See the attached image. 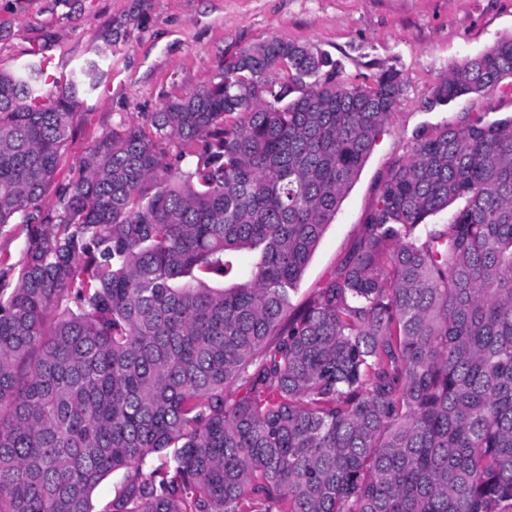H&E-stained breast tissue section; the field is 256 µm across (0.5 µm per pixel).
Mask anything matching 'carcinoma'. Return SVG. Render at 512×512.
Returning <instances> with one entry per match:
<instances>
[{"label":"carcinoma","instance_id":"carcinoma-1","mask_svg":"<svg viewBox=\"0 0 512 512\" xmlns=\"http://www.w3.org/2000/svg\"><path fill=\"white\" fill-rule=\"evenodd\" d=\"M44 73L0 69V226L26 231L0 283V512H512V116L416 131L296 304L400 71L354 84L267 39L65 184L96 68ZM506 78L512 35L425 108Z\"/></svg>","mask_w":512,"mask_h":512}]
</instances>
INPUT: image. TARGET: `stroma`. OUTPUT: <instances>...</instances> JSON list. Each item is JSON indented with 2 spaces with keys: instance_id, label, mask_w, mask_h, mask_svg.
<instances>
[{
  "instance_id": "35a3bbf8",
  "label": "stroma",
  "mask_w": 512,
  "mask_h": 512,
  "mask_svg": "<svg viewBox=\"0 0 512 512\" xmlns=\"http://www.w3.org/2000/svg\"><path fill=\"white\" fill-rule=\"evenodd\" d=\"M512 33V0H0V68H20L50 48L47 75L95 64L99 84L57 173L110 127L137 121L207 83L226 57L270 38L306 44L338 60L343 76L364 82L401 71L406 88L361 172L326 227L298 286L306 298L357 245L380 174L410 152L416 130L457 121L467 110L512 115V88L433 110L430 87L454 63Z\"/></svg>"
}]
</instances>
